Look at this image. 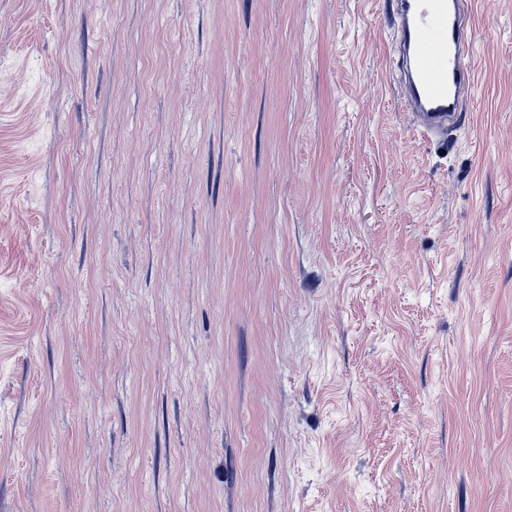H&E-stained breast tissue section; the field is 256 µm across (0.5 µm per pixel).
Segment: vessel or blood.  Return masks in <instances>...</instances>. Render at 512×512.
Here are the masks:
<instances>
[{"mask_svg": "<svg viewBox=\"0 0 512 512\" xmlns=\"http://www.w3.org/2000/svg\"><path fill=\"white\" fill-rule=\"evenodd\" d=\"M389 71L421 134L454 127L475 83L466 0H394Z\"/></svg>", "mask_w": 512, "mask_h": 512, "instance_id": "obj_1", "label": "vessel or blood"}]
</instances>
